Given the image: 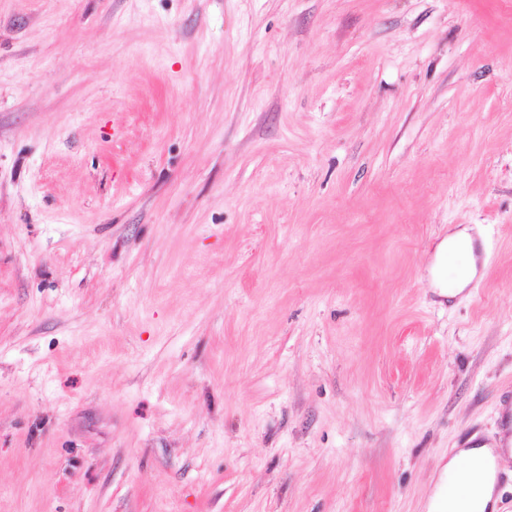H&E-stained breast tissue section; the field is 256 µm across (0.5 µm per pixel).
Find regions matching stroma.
<instances>
[{
    "label": "stroma",
    "instance_id": "35a3bbf8",
    "mask_svg": "<svg viewBox=\"0 0 512 512\" xmlns=\"http://www.w3.org/2000/svg\"><path fill=\"white\" fill-rule=\"evenodd\" d=\"M510 389L512 0H0V512H426Z\"/></svg>",
    "mask_w": 512,
    "mask_h": 512
}]
</instances>
